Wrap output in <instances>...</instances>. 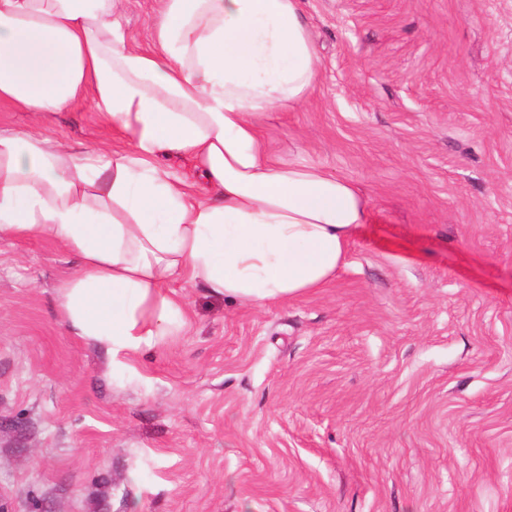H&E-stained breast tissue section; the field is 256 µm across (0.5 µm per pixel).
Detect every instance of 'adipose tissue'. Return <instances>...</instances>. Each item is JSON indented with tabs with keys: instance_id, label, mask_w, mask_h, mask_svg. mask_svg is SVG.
Listing matches in <instances>:
<instances>
[{
	"instance_id": "obj_1",
	"label": "adipose tissue",
	"mask_w": 512,
	"mask_h": 512,
	"mask_svg": "<svg viewBox=\"0 0 512 512\" xmlns=\"http://www.w3.org/2000/svg\"><path fill=\"white\" fill-rule=\"evenodd\" d=\"M124 0H0V104L34 123L89 98L123 140L75 152L0 128V238L53 240L79 258L60 285L75 334L131 355L170 335L175 284L262 306L328 285L368 203L319 165L284 164L267 110L318 78L301 0H163L132 47ZM193 160L208 191L165 169Z\"/></svg>"
}]
</instances>
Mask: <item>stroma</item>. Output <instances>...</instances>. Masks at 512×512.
<instances>
[{
	"mask_svg": "<svg viewBox=\"0 0 512 512\" xmlns=\"http://www.w3.org/2000/svg\"><path fill=\"white\" fill-rule=\"evenodd\" d=\"M161 0H125L148 47ZM319 76L263 136L370 217L318 292L184 289L140 353L73 336L79 258L0 239V512H512V0H303ZM117 142L86 100L51 115Z\"/></svg>",
	"mask_w": 512,
	"mask_h": 512,
	"instance_id": "obj_1",
	"label": "stroma"
}]
</instances>
